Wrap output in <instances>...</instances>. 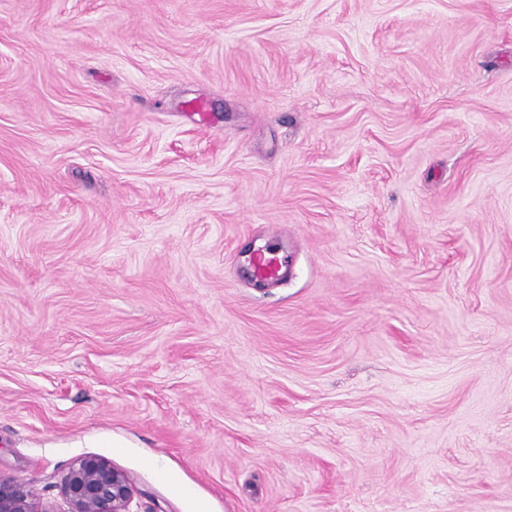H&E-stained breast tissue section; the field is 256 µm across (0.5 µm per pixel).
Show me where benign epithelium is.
Instances as JSON below:
<instances>
[{
	"label": "benign epithelium",
	"instance_id": "7a95c632",
	"mask_svg": "<svg viewBox=\"0 0 512 512\" xmlns=\"http://www.w3.org/2000/svg\"><path fill=\"white\" fill-rule=\"evenodd\" d=\"M68 512H132L134 488L129 477L98 456L72 464L61 483ZM0 512H52L27 485L0 477Z\"/></svg>",
	"mask_w": 512,
	"mask_h": 512
}]
</instances>
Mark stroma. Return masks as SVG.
<instances>
[{
	"label": "stroma",
	"instance_id": "obj_1",
	"mask_svg": "<svg viewBox=\"0 0 512 512\" xmlns=\"http://www.w3.org/2000/svg\"><path fill=\"white\" fill-rule=\"evenodd\" d=\"M87 455L512 512V0H0V475Z\"/></svg>",
	"mask_w": 512,
	"mask_h": 512
}]
</instances>
